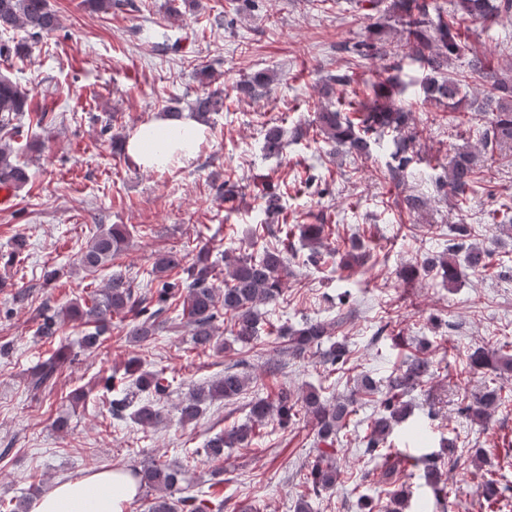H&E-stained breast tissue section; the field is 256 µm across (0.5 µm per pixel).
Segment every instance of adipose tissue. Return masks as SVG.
Listing matches in <instances>:
<instances>
[{"instance_id": "obj_1", "label": "adipose tissue", "mask_w": 512, "mask_h": 512, "mask_svg": "<svg viewBox=\"0 0 512 512\" xmlns=\"http://www.w3.org/2000/svg\"><path fill=\"white\" fill-rule=\"evenodd\" d=\"M203 135L193 119H157L128 138L126 152L137 165L157 169L173 159L191 158ZM137 493L135 481L122 469H101L58 482L33 501L30 512H126Z\"/></svg>"}]
</instances>
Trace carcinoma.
Wrapping results in <instances>:
<instances>
[{
  "label": "carcinoma",
  "mask_w": 512,
  "mask_h": 512,
  "mask_svg": "<svg viewBox=\"0 0 512 512\" xmlns=\"http://www.w3.org/2000/svg\"><path fill=\"white\" fill-rule=\"evenodd\" d=\"M368 9L381 12L401 26L405 36L408 56L426 71L420 89L427 100L448 106L452 112H482L487 115L486 125L480 134V147L484 152H495L507 144L512 145V78H496L486 97L476 92L472 96L463 93L464 88H478L485 84L491 74L485 59L474 58L461 73L448 72L449 61L463 51L458 40L456 25L463 21L492 23L503 9H512V0H453L452 8L434 6L430 0H362ZM60 28L57 13L49 7L48 0H0V32L22 29L29 39L36 41L51 35ZM360 57L391 58V47L380 38L365 39L353 47ZM274 81L268 72H258L236 86L239 95L254 98L267 91ZM406 85L398 76L390 75L381 82L358 85L347 71L328 73L321 78L319 93L326 104L317 112L316 127L324 141L335 150H343L359 156L369 154L371 140L396 135L391 158L396 165L391 167L392 179L399 181L414 160L413 137H399L412 121L409 109L393 100L395 91H404ZM29 93L7 77L0 76V129L12 125L30 110ZM198 120L206 123L210 115L224 110V90L215 88L197 95L189 105ZM285 130L271 127L264 136L263 151L277 155L282 150ZM13 149L0 145V183L15 189L27 183L30 175L26 166L12 158ZM479 171L476 155L471 152L456 154L448 166V187L457 201L467 202L468 193L475 191ZM281 192H270L262 198L261 213L265 220H275L282 214ZM302 237L312 246L319 247L328 237L326 225L306 224ZM471 228L462 224L456 235L448 239V257L428 258L422 264L425 272H433L444 284L454 283L465 267L480 272L488 266L489 255L467 244ZM126 236L114 225L106 232L93 236L89 244L80 250L78 265L87 272L95 273L113 266V260L122 250ZM371 258L369 250L358 240L352 241L341 257L345 266L363 265ZM185 257L168 252L159 255L148 273L146 291L134 296L130 277L122 270L110 272L106 286L95 291L89 298L70 302L60 310L44 307L39 336L51 338L59 330V320L66 317L81 321L83 336L79 340L82 349L99 348L106 342V334L115 316L133 314L135 321L129 323L128 336L134 342L151 344L158 330L165 323L162 315L172 310V305L181 306V314L191 326V344L201 351L222 350L226 345L218 341L216 322L224 315L230 316L231 335L243 346L251 344L258 336L261 314L258 306L277 299L282 291L283 277L287 274L286 257L282 251L264 249L254 255L235 258L227 264L224 286L216 284V262L209 260V252L201 250L189 265ZM183 276L173 282L168 276L175 270ZM156 290H151V287ZM340 320L323 318L303 323L295 329L282 325L277 328V339L282 341V352L298 357L313 346H321L330 338ZM348 350L340 342L325 352L326 361L338 368L347 362ZM71 363V355L65 349L38 363L31 371L28 386L35 391L52 388L60 370ZM468 365L473 370L491 367L505 374L512 372V353L500 349L489 351L483 347L468 355ZM434 375L432 361L423 353L410 356L403 365L387 379L388 396L379 410L368 418L364 436L367 454L382 461L386 476L395 485L409 479L419 467L426 469V484L434 497L446 495L438 486L437 461L426 456L398 458L391 448L384 447L393 424L399 421L406 410L404 397L424 379ZM175 382L164 371L140 372L127 367L125 377L119 384L107 386L112 391L111 415L123 418L127 409H132L131 418L142 427H156L163 420L159 402L167 396ZM250 384V378L227 370L224 375L199 386L179 405L181 420L194 421L202 411V405L221 399L240 397ZM356 399L352 396L334 402L322 397L314 388L297 396L286 388H280L274 396L257 398L250 403L248 420L228 431L216 434L204 445L205 455L213 462L224 461V449L247 446L256 435V427L267 418L278 416L288 423L303 413L313 423L318 443L317 460L307 482L316 493L336 488L340 470L336 466L335 447L342 430L346 429L355 413ZM501 403L500 389L485 387L482 394L461 408L470 419L482 422ZM139 486L155 492L148 512H211V500L205 495L186 493L182 466L167 461L145 459L131 470ZM480 496L487 506L507 509L512 505L508 492L512 488L486 474L475 475Z\"/></svg>",
  "instance_id": "1"
}]
</instances>
